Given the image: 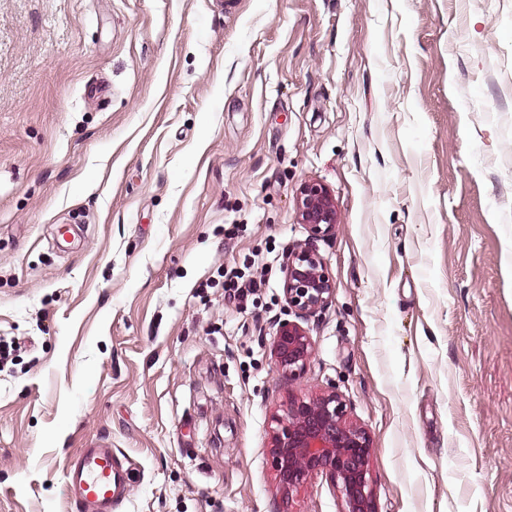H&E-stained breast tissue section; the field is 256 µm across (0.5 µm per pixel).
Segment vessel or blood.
Here are the masks:
<instances>
[{
    "label": "vessel or blood",
    "instance_id": "1",
    "mask_svg": "<svg viewBox=\"0 0 512 512\" xmlns=\"http://www.w3.org/2000/svg\"><path fill=\"white\" fill-rule=\"evenodd\" d=\"M65 477L79 512H114L127 496L128 469L107 444L79 449L68 459Z\"/></svg>",
    "mask_w": 512,
    "mask_h": 512
}]
</instances>
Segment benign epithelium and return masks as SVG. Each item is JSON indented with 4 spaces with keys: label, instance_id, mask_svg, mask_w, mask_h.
<instances>
[{
    "label": "benign epithelium",
    "instance_id": "benign-epithelium-1",
    "mask_svg": "<svg viewBox=\"0 0 512 512\" xmlns=\"http://www.w3.org/2000/svg\"><path fill=\"white\" fill-rule=\"evenodd\" d=\"M295 206L297 220L312 236L332 233L337 211L325 186L301 184ZM334 292V282L318 254L308 249L288 253L283 282L288 312L298 318L313 314L331 302ZM312 352L311 340L297 322L285 319L278 324L274 355L282 376L299 378ZM273 423L271 456L283 494L291 496L308 480L322 476L338 490L339 512H377L370 481V438L350 420L347 404L336 390L292 399Z\"/></svg>",
    "mask_w": 512,
    "mask_h": 512
}]
</instances>
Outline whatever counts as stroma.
Wrapping results in <instances>:
<instances>
[{
  "mask_svg": "<svg viewBox=\"0 0 512 512\" xmlns=\"http://www.w3.org/2000/svg\"><path fill=\"white\" fill-rule=\"evenodd\" d=\"M338 223L311 237L301 183ZM336 284L277 372L288 250ZM267 266L253 299L207 287ZM0 512L282 500L273 415L336 388L377 512H512V0H0ZM296 217L314 237L330 235L337 224L336 205L329 190L322 184L305 182L295 194ZM309 336L296 322L285 319L278 324L274 337L276 367L283 377L296 380L304 374L312 357ZM108 444L80 448L65 467L66 488L79 512H113L126 499L128 467Z\"/></svg>",
  "mask_w": 512,
  "mask_h": 512,
  "instance_id": "stroma-1",
  "label": "stroma"
}]
</instances>
